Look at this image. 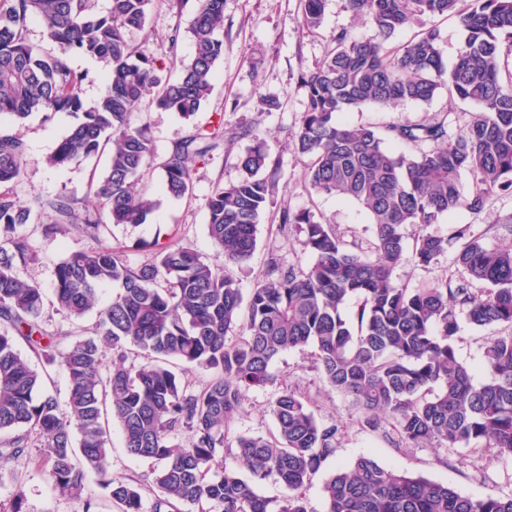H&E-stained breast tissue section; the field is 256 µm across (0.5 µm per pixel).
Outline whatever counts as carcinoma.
Segmentation results:
<instances>
[{
	"mask_svg": "<svg viewBox=\"0 0 512 512\" xmlns=\"http://www.w3.org/2000/svg\"><path fill=\"white\" fill-rule=\"evenodd\" d=\"M97 2L0 0V114L24 120L41 113L48 121L60 112L82 113L49 164H80L110 147L94 194L110 223L143 224L156 207L141 187L155 149L129 115L150 89L158 107L184 119L200 110L224 56L216 36L224 0H199L191 23L194 53L174 81L162 80L154 62L125 38L126 30L145 25L152 0H111L105 14ZM461 2L347 0L375 36L338 33L322 63L300 74L308 106L294 149L307 159L305 182L360 205L371 221L368 238L349 242L310 211H283L281 223L302 234L314 262L285 268L270 257L243 301L233 270L256 249L278 170L257 146L239 158L241 178L208 199L206 229L224 251V264L158 239L144 244L151 258L137 266L107 245L71 251L57 263L51 303L69 318H83L102 286L119 287L92 329L72 336L58 354L43 327L45 291L21 275L37 261L23 227L48 215L53 223L46 233L74 228L96 239L106 222L86 210L77 223L81 201L73 195L21 200L14 184L24 177L27 145L0 127V480L35 447L55 491L81 503L82 512L95 508L85 496L90 475L121 512H143L142 486L114 477L108 463L113 419L131 456L162 462L152 479L151 512L179 505L186 512H307L305 490L336 451L338 423L320 421L305 396L286 387L272 401L273 432L229 440L246 393L274 385L273 361L306 345L325 385L349 399L365 427L389 424L406 444L449 454L512 456V245L492 246L469 225L446 237L420 232L406 244L409 228L435 224L463 202L480 214L492 193L512 190V78L504 82L499 75L500 48L512 51V0H467L460 9ZM322 7L323 0H303L301 23L319 26ZM448 14L466 31L452 68L443 62L436 28L397 51L385 49L411 20ZM32 21L43 26L56 52L28 40ZM76 55L109 64L105 92L87 110L78 89L88 72L74 68ZM441 88L479 107L466 131L451 132L444 118L383 131L336 121L338 112L428 102ZM221 134L219 120L172 146L159 164L165 195L191 194L195 166ZM390 141L432 147L397 155ZM463 172L474 180L466 198ZM450 247L458 277L414 290L395 281L406 254L428 267ZM351 303L352 321L345 316ZM461 314L476 327L506 328L486 338L480 384L456 354ZM20 340L44 366L64 372L65 409L42 389L46 373L21 354ZM193 370L206 374V382L189 380ZM231 446L237 466L227 469L219 459ZM269 478L287 489L282 500L257 492ZM323 497L325 512H512V494L473 498L368 455L333 471Z\"/></svg>",
	"mask_w": 512,
	"mask_h": 512,
	"instance_id": "cac0c4a2",
	"label": "carcinoma"
}]
</instances>
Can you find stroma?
<instances>
[{
    "label": "stroma",
    "mask_w": 512,
    "mask_h": 512,
    "mask_svg": "<svg viewBox=\"0 0 512 512\" xmlns=\"http://www.w3.org/2000/svg\"><path fill=\"white\" fill-rule=\"evenodd\" d=\"M198 8V0H153L144 28L125 33L129 45L157 62L162 79H175L178 66L172 58L189 60L193 52L190 24ZM301 0H224V26L219 36L224 41V57L216 65L215 80L210 95L193 121L157 108L151 98H144L132 114L131 121L146 125L156 151L165 154L174 142L186 136L193 126L224 123V139L199 162L193 174V192L182 199L160 194L162 171L152 167L145 177L155 189L157 206L146 223L132 226L112 224L100 239L78 232L65 235H46L42 224H31L27 233L39 261L28 267V277L49 287L55 264L67 252L90 250L98 245L120 248L131 264L137 265L149 257L145 249L157 232L164 230L174 240L190 245L207 260L223 262L224 255L207 235V200L216 186L237 182L241 177L238 159L247 151L263 144L280 170L272 202L258 226V244L251 259L235 277L242 294H249L259 275L266 269L270 256H277L284 265L310 266L314 258L304 249L298 232L280 226L283 210L311 211L326 224H333L345 235L368 237L371 230L367 214L355 203L310 190L304 182L305 165L293 148V138L301 125L308 106V94L298 80L300 71L314 68L322 62L334 45L337 33L346 31L355 36L371 37L372 25L348 9L346 0H323L322 19L318 27L302 26ZM430 27L438 28L440 50L445 65H453L464 42L465 32L453 16L420 19L399 29L388 42L389 50L401 48L417 34ZM179 29L177 52H170L166 40L172 29ZM470 105L449 99L446 90H439L431 101L409 102L397 107H366L359 111L339 113L338 119L351 124L379 128L406 126L447 117L452 132L465 125ZM77 120L67 113L44 120L35 114L16 122L6 116L0 126L16 128L27 144L25 178L18 186L20 197L41 194L54 197L65 193L85 197L92 178L102 177L107 164L106 154H99L79 165L53 167L47 162L58 143L76 125ZM512 221V192L489 196L483 213H472L459 206L451 215L430 225L431 233L445 236L452 227L472 225L475 231L485 232L492 244L512 242L503 223ZM453 253H445L431 266L422 268L406 261L394 271L399 283L411 288L432 285L444 274L455 273ZM496 327L478 328L460 320L456 349L459 358L475 367V382H482L480 369L482 344L485 337L495 335ZM311 346L285 353L273 365L274 386L250 392L244 411L234 420L232 434L265 435L274 427L270 402L277 387L290 385L304 394L310 409L323 421H336L343 434L334 456L329 458L313 477L306 491L308 512H324L322 486L336 466L358 456L374 457L385 467L417 473L446 484L474 498L488 495L512 494V458L477 459L460 451L451 455L429 448L405 447L392 427L373 431L364 427L359 413L350 402L330 392L313 368ZM38 449L13 464L16 481L0 482V512H8L16 487H23L26 500L23 512H77L78 503L58 496L46 474L38 465ZM109 460L113 476L149 483L157 467L154 460L136 459L127 454L119 425L110 427Z\"/></svg>",
    "instance_id": "stroma-1"
}]
</instances>
